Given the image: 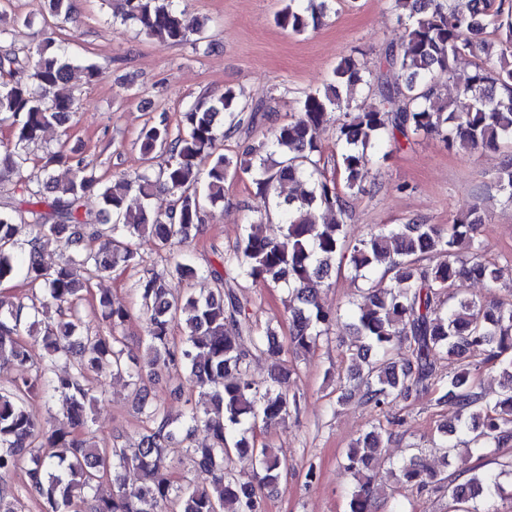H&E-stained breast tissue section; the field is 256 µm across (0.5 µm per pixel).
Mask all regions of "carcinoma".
Here are the masks:
<instances>
[{
	"label": "carcinoma",
	"mask_w": 512,
	"mask_h": 512,
	"mask_svg": "<svg viewBox=\"0 0 512 512\" xmlns=\"http://www.w3.org/2000/svg\"><path fill=\"white\" fill-rule=\"evenodd\" d=\"M405 12L407 43L389 46L382 71L373 73L353 56L341 59L323 88L305 93L297 112L267 129L263 138L235 154L219 151L232 134L252 127L258 109L228 89L196 100L181 114L177 131L166 116L149 121L140 133L145 160L161 153L164 165L148 166L132 178L106 183L96 171L59 149L32 164L27 143L47 129L67 127L77 110L73 96L62 92L75 66L61 46H38L21 59L14 49L0 48V124L13 138L0 142V180L21 187L19 207L0 203V283L20 278L28 293L0 297V368L16 371L0 387V477L24 466V488L40 512H263L266 493L277 483L284 461L255 431L285 421L298 409L288 393L292 369L283 356L314 350L340 318L324 307L320 290L328 285L336 258H348L354 277L369 280L379 266L399 283L388 288L377 281L351 312L355 339L347 344L353 383L362 404L379 411L400 398L434 391L437 402L455 409L454 419L438 428L449 458L460 443L484 455L512 445V303H482L451 292L461 281L496 285L503 269L477 257V226L484 215L476 205L461 212L447 231L410 218L373 230L350 245L343 234L350 199L364 191L362 172L367 153L385 140L410 141L435 134L450 149L498 150L512 144V0H396ZM48 13L68 19L72 0H45ZM326 0H286L275 13L278 26L303 34L322 25ZM122 20L133 21L159 40L181 44L203 32V24L175 7L174 0H120ZM496 54L468 73L457 72L464 53ZM396 71L389 84L383 70ZM452 81L471 100L460 112L441 93ZM380 85L376 104L353 105L355 94ZM336 119L339 148L336 177L321 168L317 131ZM70 164L64 180L53 166ZM247 177L256 194L272 199L282 215L281 243L259 231L268 217L248 220L249 228L207 275L214 282L206 295H174L171 278L187 279L196 270L177 245L195 237L210 209L224 203V184ZM495 183L504 203L512 205V161ZM309 185L296 195L286 185ZM162 187L172 197L163 213L150 201ZM142 201L137 212L127 197ZM99 197L102 220L89 223L82 202ZM62 247L54 266L40 259L42 241ZM97 243L83 251L69 247L84 240ZM147 241L166 263L163 271L148 264L137 242ZM137 268L135 292L145 318V364L153 374L171 367L188 372L189 389L199 400H187L172 416L161 400L143 392L142 369L130 365L124 328L128 310L113 305L107 294L92 293L93 281L118 268ZM273 283L288 291L290 329L282 342L269 326L253 319L239 281ZM92 296L100 315L91 327L82 313ZM176 328L182 337L173 336ZM41 333L43 357L35 364L22 341L23 330ZM499 369L503 390L489 399L473 378L472 357ZM278 364L271 383L258 387L249 376L256 358ZM457 362L448 372L440 361ZM109 371L127 378L138 396V413L146 427L137 447L116 437L100 448L88 437L90 406L99 375ZM59 397L65 411L42 424L27 410L34 395ZM206 442L192 443L195 430ZM386 429L374 426L346 452L344 466L356 485L348 512H372L377 494L374 469L381 457ZM182 453L212 474L211 484L185 483L167 470L170 455ZM139 473L130 483L127 473ZM405 488L423 489L437 477L413 455L397 464ZM112 481L115 492L98 495V485ZM448 496L468 503L465 512H496L506 493L501 474L485 471L458 483L449 476Z\"/></svg>",
	"instance_id": "1"
}]
</instances>
